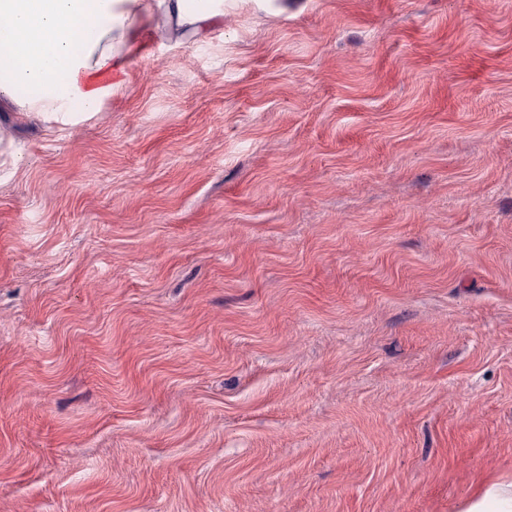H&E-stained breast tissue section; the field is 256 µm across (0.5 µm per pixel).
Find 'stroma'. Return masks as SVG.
I'll use <instances>...</instances> for the list:
<instances>
[{
    "mask_svg": "<svg viewBox=\"0 0 512 512\" xmlns=\"http://www.w3.org/2000/svg\"><path fill=\"white\" fill-rule=\"evenodd\" d=\"M0 127V512L512 478V0L228 2L94 119Z\"/></svg>",
    "mask_w": 512,
    "mask_h": 512,
    "instance_id": "35a3bbf8",
    "label": "stroma"
}]
</instances>
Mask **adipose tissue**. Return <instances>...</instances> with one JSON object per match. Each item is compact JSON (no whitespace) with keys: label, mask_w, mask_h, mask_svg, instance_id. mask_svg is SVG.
Wrapping results in <instances>:
<instances>
[{"label":"adipose tissue","mask_w":512,"mask_h":512,"mask_svg":"<svg viewBox=\"0 0 512 512\" xmlns=\"http://www.w3.org/2000/svg\"><path fill=\"white\" fill-rule=\"evenodd\" d=\"M157 18L200 42L222 23L224 0H0V103L24 101L61 130L93 118ZM460 512H512V482L483 484Z\"/></svg>","instance_id":"ef3b65f1"}]
</instances>
